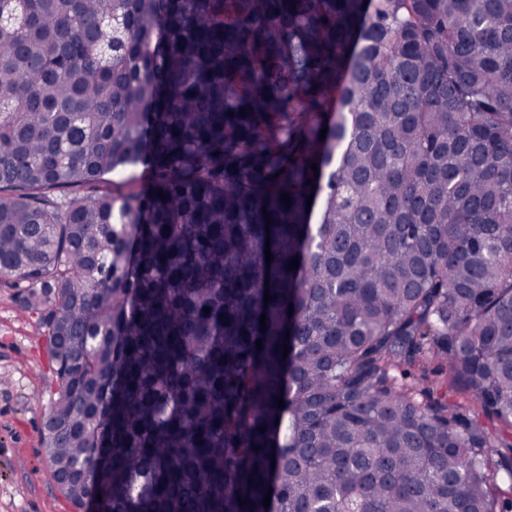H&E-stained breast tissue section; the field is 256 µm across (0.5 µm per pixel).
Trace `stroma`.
Instances as JSON below:
<instances>
[{
    "instance_id": "obj_1",
    "label": "stroma",
    "mask_w": 512,
    "mask_h": 512,
    "mask_svg": "<svg viewBox=\"0 0 512 512\" xmlns=\"http://www.w3.org/2000/svg\"><path fill=\"white\" fill-rule=\"evenodd\" d=\"M44 329L0 286V512H76L47 476L41 430L50 387Z\"/></svg>"
}]
</instances>
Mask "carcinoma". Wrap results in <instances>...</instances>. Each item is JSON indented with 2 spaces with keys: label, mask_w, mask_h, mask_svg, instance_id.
Listing matches in <instances>:
<instances>
[{
  "label": "carcinoma",
  "mask_w": 512,
  "mask_h": 512,
  "mask_svg": "<svg viewBox=\"0 0 512 512\" xmlns=\"http://www.w3.org/2000/svg\"><path fill=\"white\" fill-rule=\"evenodd\" d=\"M1 284L79 510L512 512V0H0ZM106 178L110 181L95 185V189H90L88 186L77 187L65 192H55L53 197L57 199L73 196L83 197L94 195L96 192L99 193L107 189L125 191L128 189L145 188L147 186V178L144 175L143 168L141 166L115 170L112 174L107 175ZM448 375V393H449V366L446 359L437 358L435 364L428 367L425 373L419 371H411V375L404 381L409 384H419L420 388L430 387L435 388V382L446 380Z\"/></svg>",
  "instance_id": "1"
}]
</instances>
